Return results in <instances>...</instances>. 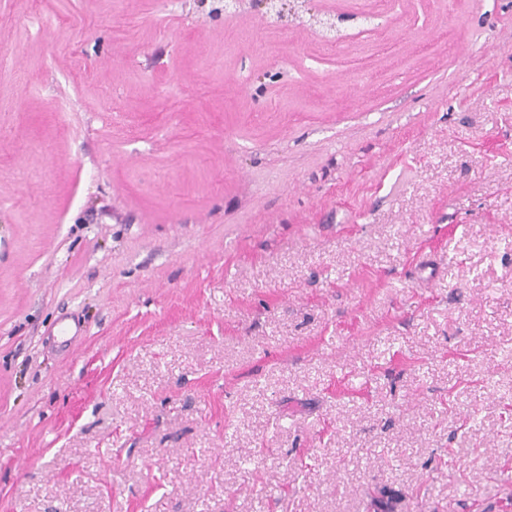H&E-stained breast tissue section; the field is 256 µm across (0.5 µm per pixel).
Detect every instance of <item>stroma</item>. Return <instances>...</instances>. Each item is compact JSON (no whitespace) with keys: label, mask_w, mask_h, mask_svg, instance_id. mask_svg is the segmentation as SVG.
I'll return each instance as SVG.
<instances>
[{"label":"stroma","mask_w":512,"mask_h":512,"mask_svg":"<svg viewBox=\"0 0 512 512\" xmlns=\"http://www.w3.org/2000/svg\"><path fill=\"white\" fill-rule=\"evenodd\" d=\"M311 8L0 0V512H512V0ZM311 0H251V7L262 11L263 16H273L278 22L301 19L310 14Z\"/></svg>","instance_id":"35a3bbf8"}]
</instances>
